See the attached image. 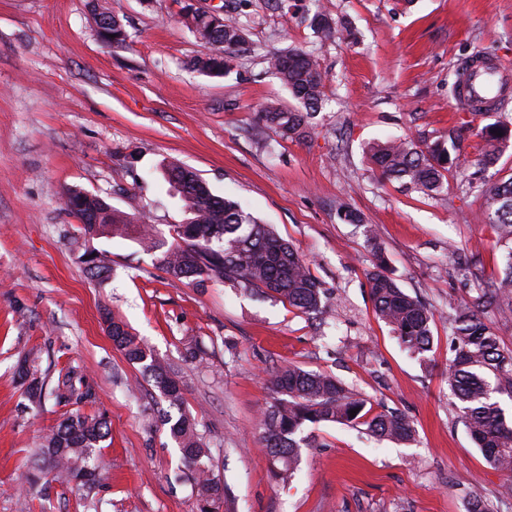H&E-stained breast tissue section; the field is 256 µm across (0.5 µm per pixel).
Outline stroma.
<instances>
[{
    "mask_svg": "<svg viewBox=\"0 0 512 512\" xmlns=\"http://www.w3.org/2000/svg\"><path fill=\"white\" fill-rule=\"evenodd\" d=\"M227 2L248 49L216 77L193 65L208 48L180 23L182 0H106L129 34L121 48L101 41L91 0H0V512H196L154 412L159 393L113 346L106 308L181 367L224 490L221 512H468L475 497L512 512V500H498L512 474L487 466L447 378L452 308L501 266L478 189L483 142L470 115L454 111L448 76L487 51L512 63V0H291L285 13L270 0H203ZM318 9L349 34L320 43L306 21ZM287 47L314 51L326 75V108L302 140L281 139L257 118L267 104L293 103L265 62ZM453 129L464 136L462 159L442 196L381 178L371 164L379 140L432 142ZM166 159L273 225L324 289L325 313L174 280L128 239L96 240L112 272L91 279L77 260L84 237L66 191L180 224L159 169ZM348 210L360 223L345 221ZM377 246L399 286L434 314L426 359L374 312L367 273ZM194 341L203 360L183 363ZM32 350L49 378L80 366L95 389L92 411L111 422L92 489L55 472L27 485L36 441L66 411L29 401L16 370ZM288 366L336 377L373 410L402 411L415 441L322 423L295 478L276 480L257 418L271 375Z\"/></svg>",
    "mask_w": 512,
    "mask_h": 512,
    "instance_id": "1",
    "label": "stroma"
}]
</instances>
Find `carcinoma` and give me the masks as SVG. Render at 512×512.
<instances>
[{"label":"carcinoma","instance_id":"1","mask_svg":"<svg viewBox=\"0 0 512 512\" xmlns=\"http://www.w3.org/2000/svg\"><path fill=\"white\" fill-rule=\"evenodd\" d=\"M99 37L115 47L123 46L127 31L117 13L96 4L90 13ZM181 23L211 48V53L195 60L198 70L222 75L230 61L246 43L247 34L235 9L209 15L191 4L182 6ZM320 41L333 39L336 21L322 11L310 20ZM269 71L288 89L296 107L266 106L258 113L263 125L282 138L303 139L310 119L325 105V77L317 56L296 48H285L267 55ZM489 123L476 130L485 143L477 159L481 171L496 165L507 139ZM461 136L448 134V142H434L422 150L411 141H385L371 147V156L381 174L404 180L430 196L444 192L447 174L458 167ZM161 170L171 191L182 203L185 223L163 229L143 223L119 209L104 211L108 202L77 189L66 193L67 210L82 224L91 238H124L143 251L156 255L160 268L171 278L197 288L224 282L243 290L279 299L307 315L326 307L325 294L311 276L304 259L295 248L279 237L269 225L260 223L241 204L216 195L194 170L175 161H164ZM486 222L495 230L496 244L505 249V265L498 278L476 289L475 294L454 308L451 322L453 357L448 363V386L461 404V418L471 439L486 463L495 470L512 471V418H507L499 397L512 399V349L484 322L487 314L507 318L512 315V177L483 180ZM99 256L93 260L92 255ZM105 252L84 248L78 261L91 276L105 280L109 267ZM374 310L412 354L424 357L433 347V313L418 299L404 292L387 273L379 246H374V263L368 272ZM112 331L113 345L127 362L140 366L153 382L166 407L157 409L162 425L176 444L184 464L183 474L193 486L198 512H220L223 490L208 465V448L199 422L186 409L183 386L178 373L157 359L153 351L122 320L104 312ZM36 359L25 355L19 361V375L30 379L26 394L40 402L45 396L69 407L51 434L42 438L36 462L68 476L82 473L94 477L103 443L111 434V424L103 414L84 412L94 402L95 392L83 370L70 365L58 371L55 382L47 386L37 377ZM272 401L259 420L261 445L269 458L274 477L287 480L295 475L301 449L310 446L304 435L308 425L323 422L363 426L379 441L408 443L415 429L398 409L373 412L367 400L350 391L334 377L299 367L277 371L269 380ZM358 409L356 416L350 411Z\"/></svg>","mask_w":512,"mask_h":512}]
</instances>
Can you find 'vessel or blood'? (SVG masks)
Masks as SVG:
<instances>
[{
  "label": "vessel or blood",
  "mask_w": 512,
  "mask_h": 512,
  "mask_svg": "<svg viewBox=\"0 0 512 512\" xmlns=\"http://www.w3.org/2000/svg\"><path fill=\"white\" fill-rule=\"evenodd\" d=\"M512 95V67L490 57L463 62L454 95L459 112H483L489 104Z\"/></svg>",
  "instance_id": "obj_1"
}]
</instances>
